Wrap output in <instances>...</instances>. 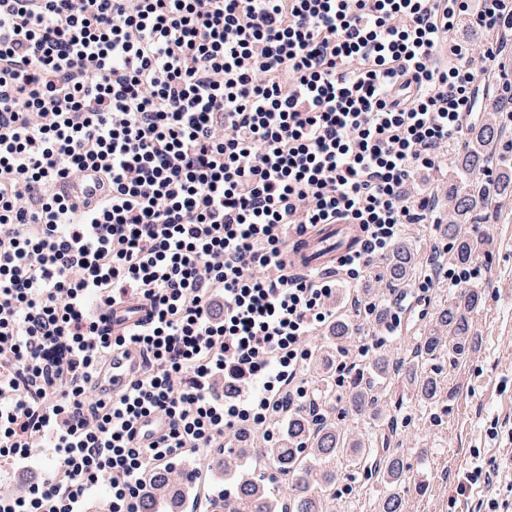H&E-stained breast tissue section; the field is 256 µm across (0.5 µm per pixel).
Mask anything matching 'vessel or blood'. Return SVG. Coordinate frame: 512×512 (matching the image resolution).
I'll list each match as a JSON object with an SVG mask.
<instances>
[{"label":"vessel or blood","mask_w":512,"mask_h":512,"mask_svg":"<svg viewBox=\"0 0 512 512\" xmlns=\"http://www.w3.org/2000/svg\"><path fill=\"white\" fill-rule=\"evenodd\" d=\"M360 236V229L354 224H320L300 233L289 231L290 249L284 262L295 273L326 270L337 257L354 249ZM144 314L143 306L138 304L116 308L112 313L113 331L127 328ZM141 363V354L134 350L113 356L111 369L103 371L96 380L98 390L105 395L113 394L137 374Z\"/></svg>","instance_id":"b4317fda"}]
</instances>
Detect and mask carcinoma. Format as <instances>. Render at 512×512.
Returning <instances> with one entry per match:
<instances>
[{
    "mask_svg": "<svg viewBox=\"0 0 512 512\" xmlns=\"http://www.w3.org/2000/svg\"><path fill=\"white\" fill-rule=\"evenodd\" d=\"M497 192L496 184L488 183L479 176L476 168H466L459 182L448 183V195L456 201L458 212L469 214L477 209H489V201ZM462 238L457 249L451 250L448 260L470 265L478 260V247L463 224L448 225V238ZM390 276L396 281L394 289L408 288L412 284L417 265L411 251L401 243L392 252L389 264ZM483 294L480 288L471 286L463 293L448 296L447 306L441 312L439 327L418 338L414 346L415 357L426 365L437 357H448L454 364L464 362L469 354L472 337L468 336L469 316L480 310ZM374 378L363 376L350 383L352 391L351 411L362 417H375L381 394L376 391ZM416 392L423 401L434 403L440 397L441 385L432 373L425 371L416 383ZM373 453L357 442H350L343 432L325 423H310L307 414L297 410L288 415L287 435L258 454L247 448L228 450L217 462L219 471L227 473L238 469L245 461L252 467L263 463L288 476L292 493L282 505V512H326L327 502L336 498L331 492L336 480V460L344 458L355 467ZM382 471L387 489L384 512H400L399 490L405 482V466L401 459L388 457ZM271 502L265 476L246 475L241 478L232 497H214L212 504L224 505L231 512H268Z\"/></svg>",
    "mask_w": 512,
    "mask_h": 512,
    "instance_id": "cac0c4a2",
    "label": "carcinoma"
}]
</instances>
